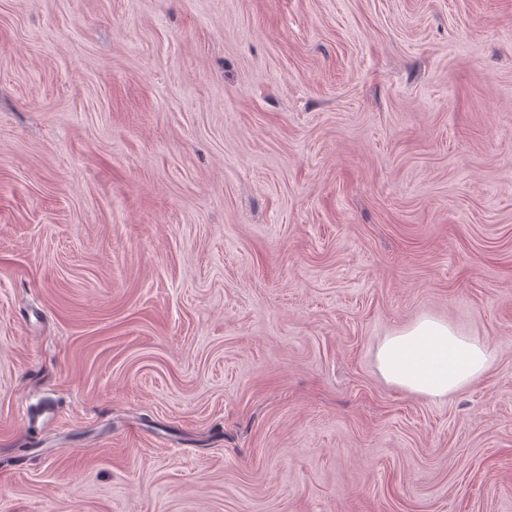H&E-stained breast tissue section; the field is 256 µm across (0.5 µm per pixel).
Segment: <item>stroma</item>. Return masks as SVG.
I'll list each match as a JSON object with an SVG mask.
<instances>
[{
	"label": "stroma",
	"mask_w": 512,
	"mask_h": 512,
	"mask_svg": "<svg viewBox=\"0 0 512 512\" xmlns=\"http://www.w3.org/2000/svg\"><path fill=\"white\" fill-rule=\"evenodd\" d=\"M0 512H512V0H0ZM375 359L379 373L390 385L442 399L478 381L492 364L493 350L488 343L425 316L386 336Z\"/></svg>",
	"instance_id": "obj_1"
}]
</instances>
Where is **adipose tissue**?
Instances as JSON below:
<instances>
[{
	"mask_svg": "<svg viewBox=\"0 0 512 512\" xmlns=\"http://www.w3.org/2000/svg\"><path fill=\"white\" fill-rule=\"evenodd\" d=\"M375 359L379 373L390 385L442 399L478 381L492 364L493 350L488 343L425 316L386 336Z\"/></svg>",
	"mask_w": 512,
	"mask_h": 512,
	"instance_id": "adipose-tissue-1",
	"label": "adipose tissue"
}]
</instances>
